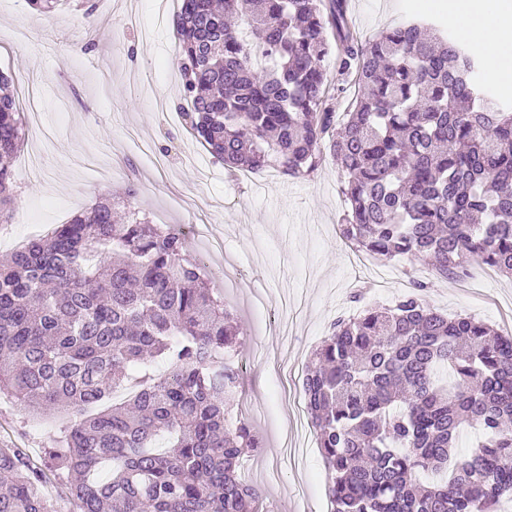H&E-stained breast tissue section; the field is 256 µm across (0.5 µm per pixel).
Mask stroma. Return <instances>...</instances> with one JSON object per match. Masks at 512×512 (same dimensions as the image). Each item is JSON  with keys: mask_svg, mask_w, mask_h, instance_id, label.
Here are the masks:
<instances>
[{"mask_svg": "<svg viewBox=\"0 0 512 512\" xmlns=\"http://www.w3.org/2000/svg\"><path fill=\"white\" fill-rule=\"evenodd\" d=\"M92 20L63 7L33 14L25 0H0V71L29 95L25 137L13 165L11 223L0 224V262L49 234L102 196L135 186L133 205L155 224L188 227L193 256L209 252L211 287L224 291L242 330L240 404L262 452L251 478L267 512H327L315 431L305 455L293 449L306 366L337 317L388 305L426 283L425 303L445 316L467 315L499 332L512 327V277L470 263L465 279L443 278L421 259L358 256L339 234L346 207L334 161L295 179L274 171L242 181L187 131L173 18L180 0H94ZM361 41L416 19L441 32L457 24L415 0H349ZM134 15L127 26L124 16ZM67 410L30 414L0 396V443L45 456L58 447Z\"/></svg>", "mask_w": 512, "mask_h": 512, "instance_id": "1", "label": "stroma"}]
</instances>
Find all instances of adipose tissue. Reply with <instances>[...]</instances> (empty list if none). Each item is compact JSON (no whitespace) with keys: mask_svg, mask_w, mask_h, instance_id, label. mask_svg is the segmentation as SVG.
<instances>
[{"mask_svg":"<svg viewBox=\"0 0 512 512\" xmlns=\"http://www.w3.org/2000/svg\"><path fill=\"white\" fill-rule=\"evenodd\" d=\"M447 7L464 39L475 41L486 74L512 84V0H418L428 10Z\"/></svg>","mask_w":512,"mask_h":512,"instance_id":"ef3b65f1","label":"adipose tissue"}]
</instances>
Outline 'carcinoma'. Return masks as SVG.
<instances>
[{"label": "carcinoma", "instance_id": "1", "mask_svg": "<svg viewBox=\"0 0 512 512\" xmlns=\"http://www.w3.org/2000/svg\"><path fill=\"white\" fill-rule=\"evenodd\" d=\"M348 9L181 0L189 129L233 174L299 178L331 156L348 204L341 234L358 251L423 258L445 277L473 259L512 275V106L455 37L408 21L363 45ZM349 84L340 120L335 93ZM23 137L0 73V224ZM134 194L98 200L0 265V395L73 411L48 457L79 512H263L242 475L262 442L230 422L240 328L185 257L186 236L132 208ZM412 287L337 320L305 371L328 512H495L512 495V336L448 318L423 302L426 284ZM156 359L160 378L147 374ZM467 425L482 439L459 456ZM43 476L25 449L0 445V512H54Z\"/></svg>", "mask_w": 512, "mask_h": 512}]
</instances>
